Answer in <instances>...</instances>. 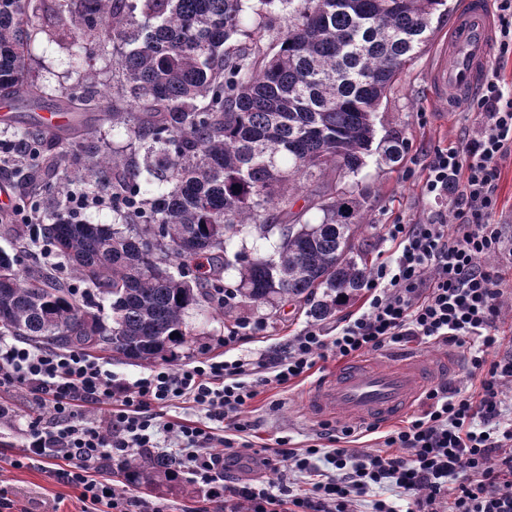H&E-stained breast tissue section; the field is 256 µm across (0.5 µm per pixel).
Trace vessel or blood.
Returning <instances> with one entry per match:
<instances>
[{
	"label": "vessel or blood",
	"mask_w": 512,
	"mask_h": 512,
	"mask_svg": "<svg viewBox=\"0 0 512 512\" xmlns=\"http://www.w3.org/2000/svg\"><path fill=\"white\" fill-rule=\"evenodd\" d=\"M492 45L489 0H462L430 70L435 93L449 109L470 99L484 80ZM455 354L434 359L417 353L391 356L388 364L364 359L318 379L306 392L307 412L316 419L332 413L361 421H390L408 410L433 379L454 371Z\"/></svg>",
	"instance_id": "vessel-or-blood-1"
}]
</instances>
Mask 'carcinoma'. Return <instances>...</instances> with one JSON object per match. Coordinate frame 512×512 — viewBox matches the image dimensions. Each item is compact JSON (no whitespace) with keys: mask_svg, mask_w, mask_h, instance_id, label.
Here are the masks:
<instances>
[{"mask_svg":"<svg viewBox=\"0 0 512 512\" xmlns=\"http://www.w3.org/2000/svg\"><path fill=\"white\" fill-rule=\"evenodd\" d=\"M245 2L0 0V98L40 105L27 57L42 36L71 50L83 83L63 110L98 112L122 144L96 149L83 120L22 134L35 147L23 199L110 186L112 223L46 215L41 247L59 259L54 269L27 250L23 225L5 229L0 336L151 362L188 343L193 308L230 318L292 302L322 321L361 291L371 273L358 242L364 199L336 193V180L357 176L374 150L400 159L402 141L377 138L375 114L446 0H258L287 20L275 51ZM109 54L126 112L95 90L91 61ZM71 152L87 164L61 166ZM310 180L322 190L292 210ZM312 209L316 224L303 221ZM243 233L249 250L236 246ZM228 278L235 305L222 297ZM124 470L152 488L175 461L141 454Z\"/></svg>","mask_w":512,"mask_h":512,"instance_id":"carcinoma-1","label":"carcinoma"}]
</instances>
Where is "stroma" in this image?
Instances as JSON below:
<instances>
[{
	"label": "stroma",
	"instance_id": "obj_1",
	"mask_svg": "<svg viewBox=\"0 0 512 512\" xmlns=\"http://www.w3.org/2000/svg\"><path fill=\"white\" fill-rule=\"evenodd\" d=\"M447 34V21H439L427 46L404 71L376 114L379 132L394 130L400 135L399 161L380 165L375 156H368L356 180L345 179L340 183L344 189L350 183H357L359 192L366 196L365 221L374 243L369 260L374 265L387 259L396 249L386 235L387 225L414 224L429 217L441 218L448 224L453 221L447 202L423 198L420 190L422 165L433 148L458 141L477 129L472 101H465L451 112L430 88V68ZM29 53L30 75L43 87L45 98L35 109L17 101L1 106V141L11 139L13 133L34 128L44 113L54 111L61 90L78 82L76 75L70 72L68 50L38 40L31 44ZM367 298V292H360L339 314L319 322L308 318L303 308L289 303L275 311L264 306L240 309L235 322L224 320L208 307L195 309L189 311L187 320L197 334L189 344L175 348L168 364L179 367L218 355L229 359L273 353L310 327L332 336L342 318L360 314L365 309ZM340 364V359L330 353L317 359L315 366L297 381L259 387L257 396L242 414L243 419L250 421V430L230 435L234 448L241 451V462L225 473L227 484L254 480L262 486L294 491L307 489L304 475L287 458H279L275 467L265 469L255 464V452L276 447L280 442L298 453L311 445L329 447L326 428L336 425V418L318 422L308 419L301 395L305 388ZM36 411L35 398L26 388L15 387L0 393V486L7 488L11 498L26 512H53L57 506L63 512H83L79 488L57 478L55 460L22 469L10 465L11 459L23 453L24 430ZM100 478L116 492L162 506L164 512H199L203 506L208 507L209 512H225L223 504H208L204 487L186 470L150 491L130 484L115 463L101 472Z\"/></svg>",
	"mask_w": 512,
	"mask_h": 512
}]
</instances>
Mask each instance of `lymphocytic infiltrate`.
<instances>
[{"mask_svg": "<svg viewBox=\"0 0 512 512\" xmlns=\"http://www.w3.org/2000/svg\"><path fill=\"white\" fill-rule=\"evenodd\" d=\"M479 129L457 143L436 147L423 168L424 197L447 201L454 226L430 218L391 224L397 248L365 283V310L343 319L329 337L316 329L295 336L274 355L254 360L208 358L178 368L157 367L123 377L80 350H46L0 338V390L17 386L36 397L24 461H66L58 475L81 490V499L108 512H155L146 502L116 493L94 479L103 461L130 450L150 456L175 450L178 468L192 471L208 500L246 503L249 512H350L369 501L372 512H512V340L498 336L496 299L501 284L487 257L512 263V234L496 224L500 162L512 155V93L490 67L473 104ZM467 347L478 393L442 384L428 390L421 414L386 435L385 452L361 454L340 447L352 428L338 429L326 451L334 473L323 478L309 457L293 455L308 492L275 493L253 485L228 486L224 472L235 456L217 454L224 430L246 431L240 417L256 395L248 368L270 370L285 384L309 371L326 352L347 358L409 343ZM497 360H488L489 351ZM186 404L204 412L206 425L162 418L164 408ZM399 489L403 499L381 497Z\"/></svg>", "mask_w": 512, "mask_h": 512, "instance_id": "obj_1", "label": "lymphocytic infiltrate"}]
</instances>
